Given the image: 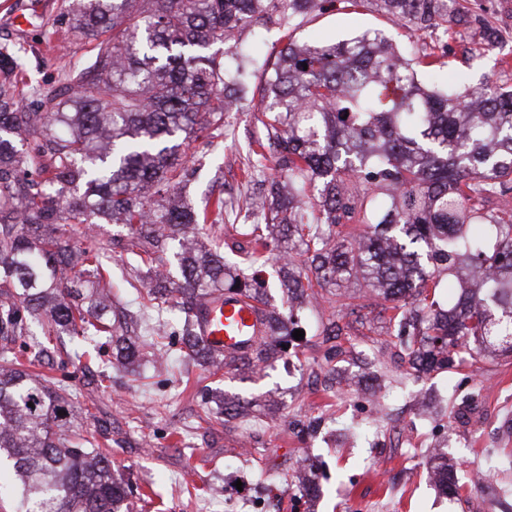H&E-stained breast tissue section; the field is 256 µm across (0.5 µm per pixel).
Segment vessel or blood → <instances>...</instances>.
<instances>
[{
    "label": "vessel or blood",
    "mask_w": 512,
    "mask_h": 512,
    "mask_svg": "<svg viewBox=\"0 0 512 512\" xmlns=\"http://www.w3.org/2000/svg\"><path fill=\"white\" fill-rule=\"evenodd\" d=\"M196 329L206 348L241 354L255 345L261 325L252 301L227 294L199 310Z\"/></svg>",
    "instance_id": "obj_1"
}]
</instances>
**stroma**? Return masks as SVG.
I'll list each match as a JSON object with an SVG mask.
<instances>
[{"label": "stroma", "mask_w": 512, "mask_h": 512, "mask_svg": "<svg viewBox=\"0 0 512 512\" xmlns=\"http://www.w3.org/2000/svg\"><path fill=\"white\" fill-rule=\"evenodd\" d=\"M66 6L67 0H0V47L25 59L18 75L25 101L94 56L91 43L73 36ZM468 7L490 17L502 36L496 47L440 27L414 32L393 25L368 0L356 7L336 0L292 26L250 27L238 34L233 49L218 42L212 50L228 67L242 62L260 70L287 39L329 43L382 29L406 56L443 53L442 68L419 73L423 83L444 88L463 79L471 87H511L512 0H470ZM263 119L255 88L225 119L221 135L191 142L187 151L194 174L178 193L202 214L210 197L223 195L224 221L210 234L223 241L230 261L247 244L243 228L255 221L245 202L267 187L266 176L274 171L270 165L261 172L253 168L250 145L265 137ZM89 235L103 247L109 269L102 288L130 311L135 335H144L158 313L141 306L149 279L129 267L119 243L122 226L77 231L71 247ZM379 312L375 301L365 300L360 319L371 327L370 338L354 337L330 360L319 330L345 314L332 295L304 308L296 324L304 332L297 355H276L259 368H202L170 336L165 354L144 348L134 376L113 363L108 337L89 340L78 359L75 338L63 335L47 340L50 356L37 371L69 393L73 428L96 434L133 488L135 512H260L271 488L285 492L280 512H512V494L500 492L512 487V471L495 482L485 478L492 458L512 452V358H486L478 376L458 367L406 377L382 346ZM361 366L386 392L381 415H373L362 392L338 385ZM205 388L222 391L226 403H246L249 419L224 424L204 404ZM305 454L316 461L320 484L308 496L290 487ZM442 459L461 469L467 490L459 497L442 494L431 478L434 461ZM228 480L241 481V491L225 493Z\"/></svg>", "instance_id": "35a3bbf8"}]
</instances>
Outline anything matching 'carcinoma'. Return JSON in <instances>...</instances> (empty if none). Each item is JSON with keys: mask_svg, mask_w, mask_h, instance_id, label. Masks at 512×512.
<instances>
[{"mask_svg": "<svg viewBox=\"0 0 512 512\" xmlns=\"http://www.w3.org/2000/svg\"><path fill=\"white\" fill-rule=\"evenodd\" d=\"M376 5L414 31L464 24L491 45L485 19L460 15L457 0H349ZM326 0H74L70 28L96 43L92 62L61 76L29 110L16 100L21 63L0 51V495L14 512H133L130 488L88 434L65 432L67 392L16 361L45 346L27 342L28 322L42 335L107 336L113 357L131 368L143 344L118 331L97 288L101 247H70L80 224L126 228L123 248L138 266L172 251L174 271L147 295L184 313L181 340L212 361L196 334L200 300L226 291L256 302L264 330L246 354L224 360L254 367L288 344L294 310L344 282L359 281L382 301L389 345L409 376L454 364L479 369L489 354L512 356V88L459 92L424 86L417 68L442 65L431 51L414 61L380 30L332 44L288 41L262 72L266 140L253 154L276 152L278 173L264 198L249 203L260 222L247 227V268L266 265L283 227L307 255L282 280L280 312L247 275L230 271L201 239L207 217L174 196L189 142L224 126L232 95L248 93L256 71L229 70L208 53L248 25L294 20ZM68 134L31 150L23 134L53 126ZM317 196L307 195L308 187ZM499 205L488 210L491 199ZM359 224L354 237L342 230ZM473 282L456 306L437 299L442 278ZM330 321L329 349L349 335ZM459 494L456 466L440 483Z\"/></svg>", "mask_w": 512, "mask_h": 512, "instance_id": "obj_1", "label": "carcinoma"}]
</instances>
